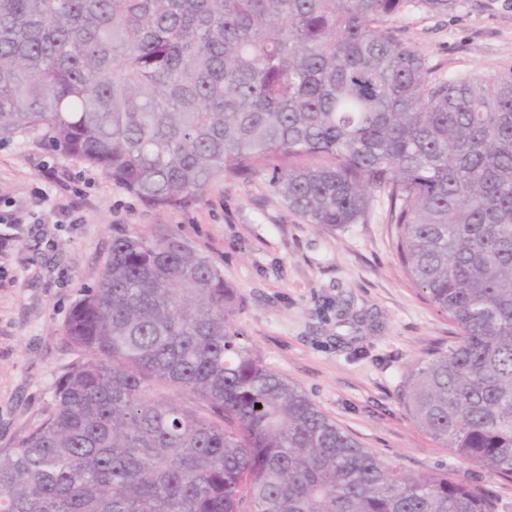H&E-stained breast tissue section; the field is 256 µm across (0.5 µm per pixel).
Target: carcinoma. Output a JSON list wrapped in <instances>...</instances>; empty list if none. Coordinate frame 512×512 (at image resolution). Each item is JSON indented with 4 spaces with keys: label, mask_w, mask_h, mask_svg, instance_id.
Wrapping results in <instances>:
<instances>
[{
    "label": "carcinoma",
    "mask_w": 512,
    "mask_h": 512,
    "mask_svg": "<svg viewBox=\"0 0 512 512\" xmlns=\"http://www.w3.org/2000/svg\"><path fill=\"white\" fill-rule=\"evenodd\" d=\"M458 5L0 0V136L42 128L157 209L265 168L304 224L384 205L455 327L400 400L463 463L512 476V75L434 79L392 26ZM239 303L184 241L114 238L61 330L78 358L52 411L0 460V512H496L483 485L363 448L241 341Z\"/></svg>",
    "instance_id": "obj_1"
}]
</instances>
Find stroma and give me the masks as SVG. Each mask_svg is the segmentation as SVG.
<instances>
[{
	"label": "stroma",
	"mask_w": 512,
	"mask_h": 512,
	"mask_svg": "<svg viewBox=\"0 0 512 512\" xmlns=\"http://www.w3.org/2000/svg\"><path fill=\"white\" fill-rule=\"evenodd\" d=\"M433 77L512 73V0H460L393 23ZM270 170L213 183L188 204L154 209L39 129L0 138V457L52 410L75 355L61 329L96 284L115 237L174 236L208 255L235 288L232 326L343 430L406 473L449 472L490 486L512 512V479L461 463L415 424L400 399L409 367L453 330L418 295L384 208L329 231L301 223Z\"/></svg>",
	"instance_id": "obj_1"
}]
</instances>
